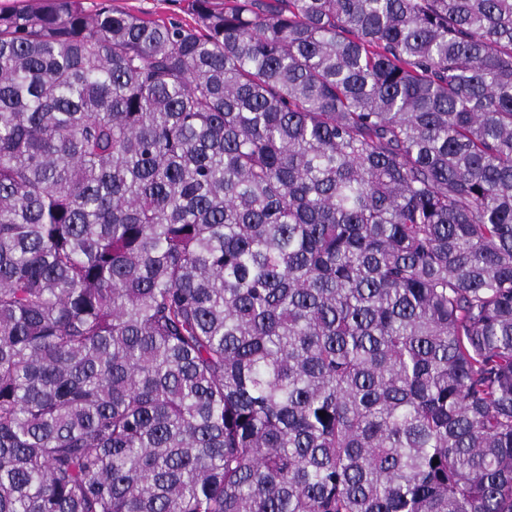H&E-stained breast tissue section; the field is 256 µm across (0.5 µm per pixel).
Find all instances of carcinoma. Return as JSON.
Returning <instances> with one entry per match:
<instances>
[{
  "mask_svg": "<svg viewBox=\"0 0 512 512\" xmlns=\"http://www.w3.org/2000/svg\"><path fill=\"white\" fill-rule=\"evenodd\" d=\"M38 2L0 512H512V0ZM189 1L191 0H80L88 13H93L104 3L142 18H174L191 23L193 20L188 12Z\"/></svg>",
  "mask_w": 512,
  "mask_h": 512,
  "instance_id": "carcinoma-1",
  "label": "carcinoma"
}]
</instances>
